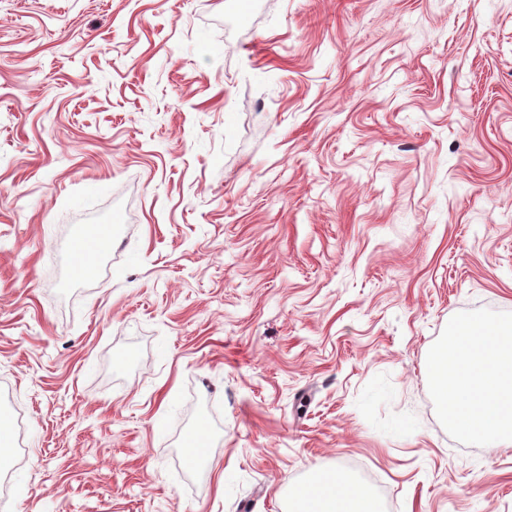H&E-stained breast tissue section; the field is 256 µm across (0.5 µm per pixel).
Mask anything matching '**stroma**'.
Listing matches in <instances>:
<instances>
[{
	"label": "stroma",
	"instance_id": "stroma-1",
	"mask_svg": "<svg viewBox=\"0 0 512 512\" xmlns=\"http://www.w3.org/2000/svg\"><path fill=\"white\" fill-rule=\"evenodd\" d=\"M512 312V0H0V512H512L427 354ZM206 452L187 463L191 435ZM300 512H376L370 490L363 484L347 480L344 473L336 472L309 482L296 489Z\"/></svg>",
	"mask_w": 512,
	"mask_h": 512
}]
</instances>
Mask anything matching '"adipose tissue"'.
Returning <instances> with one entry per match:
<instances>
[{"mask_svg":"<svg viewBox=\"0 0 512 512\" xmlns=\"http://www.w3.org/2000/svg\"><path fill=\"white\" fill-rule=\"evenodd\" d=\"M300 512H377L370 490L337 471L296 489Z\"/></svg>","mask_w":512,"mask_h":512,"instance_id":"obj_1","label":"adipose tissue"}]
</instances>
